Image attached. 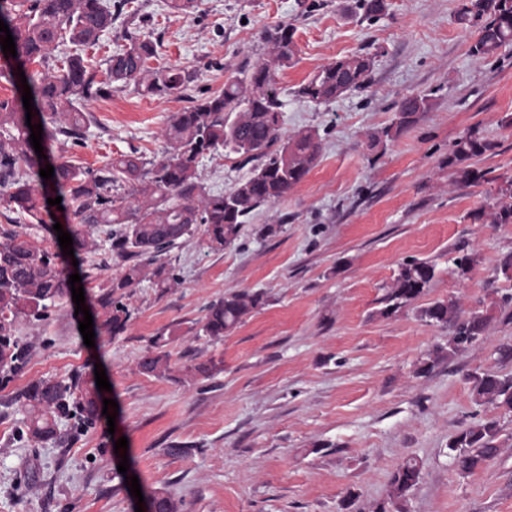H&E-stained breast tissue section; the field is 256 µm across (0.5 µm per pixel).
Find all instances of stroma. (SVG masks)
Returning a JSON list of instances; mask_svg holds the SVG:
<instances>
[{
	"label": "stroma",
	"instance_id": "stroma-1",
	"mask_svg": "<svg viewBox=\"0 0 512 512\" xmlns=\"http://www.w3.org/2000/svg\"><path fill=\"white\" fill-rule=\"evenodd\" d=\"M374 25L358 21L352 0H325L303 15L297 0H201L183 16L166 0H135V23L160 43L158 63L190 73L184 97H149L134 87L84 101L95 121L66 157L95 169L137 150L162 157L170 117L242 76L269 52L265 30L294 25L297 55L278 73L282 132L315 131V166L286 197L257 209L239 237L214 252L199 237L167 256L170 288L143 281L127 297L126 333L87 347L76 305L21 321L31 349L24 371L0 386V512H135L126 476L149 495L165 492L183 512H375L406 461L421 470L402 512H512V412L478 403L469 378L512 373L497 349L512 344V279L494 268L512 253V224L483 219L492 183L460 184L447 165L453 142L472 129L495 143L471 165L512 175V46L470 55L473 30L455 19L458 0H386ZM358 51L373 53L370 85L328 105L293 95L315 71ZM432 107L393 138L368 148L411 95ZM251 171L231 150L204 156L199 181L222 193ZM477 256L459 276V250ZM433 264L423 296L392 314L383 298L401 263ZM264 296L261 308L223 340L201 332L206 306L232 292ZM456 296L463 310L493 307L484 342L437 354L451 329L420 320L428 303ZM177 370L158 378L137 363L156 337ZM215 359L209 379L182 366ZM430 372H423L426 362ZM103 365L118 404L115 426L99 417L61 441L21 443L23 416L13 395L41 377L93 375ZM496 420L499 453L470 473L453 467L448 440L466 426ZM128 440L119 473L116 438ZM350 508H343L344 499Z\"/></svg>",
	"mask_w": 512,
	"mask_h": 512
}]
</instances>
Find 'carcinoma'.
I'll list each match as a JSON object with an SVG mask.
<instances>
[{"instance_id": "1", "label": "carcinoma", "mask_w": 512, "mask_h": 512, "mask_svg": "<svg viewBox=\"0 0 512 512\" xmlns=\"http://www.w3.org/2000/svg\"><path fill=\"white\" fill-rule=\"evenodd\" d=\"M129 4L130 0H0V19L8 25L17 53L9 57L10 83L20 84L19 72L25 73L36 110L31 124H42L41 144L47 156L45 160L38 157L30 143L22 95L0 99V203L17 207L30 220L28 227L0 233V383L4 385L27 361V348L15 337L19 319L42 320L50 308L71 296L59 255L51 252L47 238L39 234L51 232L56 224L47 199L62 197L63 214L75 220L66 224L75 258L87 251V235L97 229L105 234L112 255L119 260L120 273L110 289L94 296V308L104 315L99 327L115 337L127 329L131 313L123 298L144 280L145 266H154L156 287H168L173 276L164 257L179 240L199 230L208 248L224 249L239 236L254 211L286 196L318 158L320 143L309 130L281 141L283 101L276 73L296 55L295 28L286 22L266 30L270 54L257 60L248 75L225 82L221 91L192 101L171 117L164 131L169 150L160 159L146 162L132 151L90 170L63 154L53 157L52 144H77L83 139L90 118L79 102L110 94L114 83L132 85L152 96L183 97L190 77L175 67L151 66L158 41L139 29H123L125 44L105 60L104 78L97 79L85 49L112 30ZM386 8V0H355V15L362 22L378 20ZM456 18L476 28L477 37L469 49L476 58L512 44V0H461ZM58 43L70 44L73 51L54 73L30 69L33 64L45 66L47 51ZM373 66L374 57L367 52L338 58L299 85L294 96L316 106L329 104L365 88ZM429 109L425 95L404 98L394 122L370 136L368 147H376L383 137L399 135ZM228 147L257 165L230 190L210 195L198 181L199 158ZM495 148L494 142L469 132L454 142L448 167L454 169L458 183H496L488 218L492 224H512V176L490 177L467 164ZM48 164L54 168V177L45 180L39 171ZM434 277L435 267L426 261L401 264L385 297L383 313L389 315L421 297ZM262 303L259 292L230 293L209 304L201 331L219 341ZM419 316L430 324L451 326L446 347L438 348L450 356L484 340L493 319L486 310L464 312L453 296L432 301L419 309ZM138 369L149 376H167L172 372L170 355L155 342L139 359ZM219 371L212 359L183 369L193 378H209ZM471 382L479 400L512 412L511 375L486 370L473 374ZM15 401L25 412L17 438L25 443L47 442L57 440L63 419L77 431L91 427L100 415L101 393L94 378L76 372L34 380ZM496 433L495 420L462 429L448 441V457L459 470L470 473L498 454ZM420 478L417 463L405 462L394 473L388 499L377 512L400 509ZM150 499L156 512H182L181 501L167 493L156 492Z\"/></svg>"}]
</instances>
